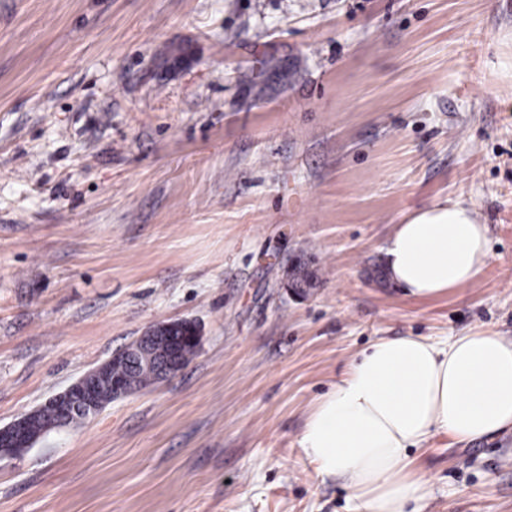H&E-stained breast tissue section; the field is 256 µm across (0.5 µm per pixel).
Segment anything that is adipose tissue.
<instances>
[{
	"instance_id": "obj_1",
	"label": "adipose tissue",
	"mask_w": 512,
	"mask_h": 512,
	"mask_svg": "<svg viewBox=\"0 0 512 512\" xmlns=\"http://www.w3.org/2000/svg\"><path fill=\"white\" fill-rule=\"evenodd\" d=\"M384 254L407 297L437 298L483 272L487 227L468 204H436L397 225ZM506 429L511 338L400 336L375 341L341 372L307 415L300 446L319 477L343 481L357 512H406L428 489L413 450L438 434L470 442Z\"/></svg>"
}]
</instances>
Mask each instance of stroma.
I'll list each match as a JSON object with an SVG mask.
<instances>
[{"mask_svg":"<svg viewBox=\"0 0 512 512\" xmlns=\"http://www.w3.org/2000/svg\"><path fill=\"white\" fill-rule=\"evenodd\" d=\"M490 262L430 300L396 224ZM180 372L0 456V512H354L299 438L381 337H512V0H0V427L151 326ZM421 512H512V431L415 453ZM390 280L413 299H431L472 282L489 258L487 226L472 206L436 204L397 224L384 248Z\"/></svg>","mask_w":512,"mask_h":512,"instance_id":"1","label":"stroma"}]
</instances>
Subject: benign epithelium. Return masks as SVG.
Here are the masks:
<instances>
[{
  "mask_svg": "<svg viewBox=\"0 0 512 512\" xmlns=\"http://www.w3.org/2000/svg\"><path fill=\"white\" fill-rule=\"evenodd\" d=\"M156 332L157 328H151L134 343L113 354L109 360L88 371L63 391L14 422L1 427L0 447L10 449L12 455H18L33 447L37 440L46 433L65 427L66 422L74 414L80 413L86 418L96 415L100 411L97 391L104 381L109 383L112 396L115 398L125 396L138 389V385L128 375L122 377L111 376L110 367L113 364L122 363L130 370L145 366L153 370L154 377L157 379L182 370L184 362L180 357V348L186 341L198 342L199 337L194 334L191 336H170L168 337L171 343L170 350L158 356L150 350L152 344L157 340ZM47 408L54 409L55 419L44 422V427L40 433L35 435L31 429L33 418Z\"/></svg>",
  "mask_w": 512,
  "mask_h": 512,
  "instance_id": "7a95c632",
  "label": "benign epithelium"
}]
</instances>
